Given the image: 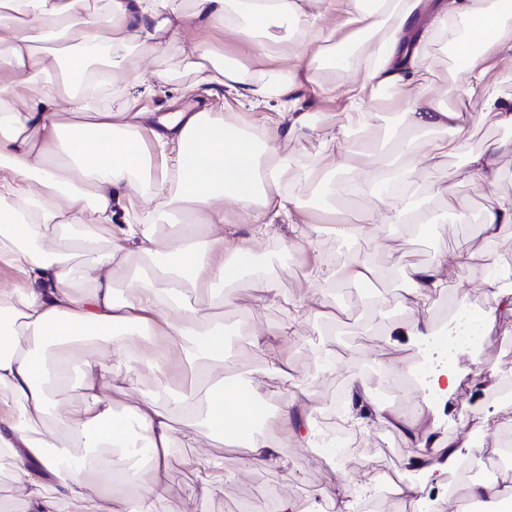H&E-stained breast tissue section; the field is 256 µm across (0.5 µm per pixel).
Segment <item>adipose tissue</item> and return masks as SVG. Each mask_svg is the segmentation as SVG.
<instances>
[{
    "mask_svg": "<svg viewBox=\"0 0 512 512\" xmlns=\"http://www.w3.org/2000/svg\"><path fill=\"white\" fill-rule=\"evenodd\" d=\"M429 21L416 43L403 39L421 12ZM343 13L349 38H339L327 17ZM300 24L296 49L287 39L262 40L270 25ZM73 32L76 45L62 46L55 65L36 62L34 46L57 30ZM189 29H229L251 42L250 65L207 47H194L188 66L195 86L222 87L234 101L258 106L277 93L279 111L259 113L262 135L252 126L229 124L223 113L179 112L163 120L162 129L144 138L152 113L135 112L128 99L108 108L91 104L97 79L121 76L125 87L139 83L138 66L114 60L116 49L178 36ZM443 40L461 55L460 84L445 93L433 90L424 66L427 46ZM0 72H10V86H0V267L15 277L14 288L0 291V473H8L23 492L22 512H155L165 491L167 461L177 441L174 416L202 420L209 431L231 430L249 450L252 464L281 467L289 437L315 447V432L297 431L311 407L296 409L281 397L269 411L261 388L225 389L222 371L231 353L223 319L185 303L186 293L216 294L219 284L232 285L249 267L252 244L283 242V228L295 240H310L303 228V204L288 193L289 179L312 182L322 196L336 188L367 196L357 221L338 220L334 233L352 245L345 273L319 263L309 270L314 288L346 276L367 280L371 262L359 241L365 227L382 233L394 224H430L418 195L428 170L442 167L448 155L466 142L486 117L512 128V0H189L183 11L167 0H110L107 10L90 9L88 0H0ZM346 71L343 109L353 130L370 125L367 103L384 86L393 88L405 110L408 135L388 152L368 153L330 127H314L310 113L300 111L294 94L310 88L334 94L317 80L322 63ZM66 99L70 123L57 119L54 107ZM479 101L472 109L470 101ZM451 130L448 140L433 141L419 153L411 137L419 129ZM316 134L322 161L314 168L295 167L291 157L275 152L278 139ZM512 155V140H496L470 156L472 180L495 185L497 159ZM139 195L151 208L144 222L118 221L125 200ZM233 202L249 213L250 246L224 232V204ZM203 218V235L191 229L160 241L158 222L179 215ZM83 260L74 264L71 252ZM150 258V266L126 281L116 294L114 266L129 253ZM444 259L411 268V286L402 298L412 311L424 307L444 285ZM495 272L483 286L485 309L472 311L462 301L448 309L449 321L462 320L468 335L485 336L501 308L512 310V297L501 289L512 276V260L493 258ZM93 340L97 352L83 363L80 405L58 399L56 390L70 384L69 356L52 358V346H77ZM466 342L456 344L445 360L436 361L419 403L398 421L415 440L425 417L457 391L463 372L459 358ZM179 357L191 379L206 377L212 385L203 404H195L190 386L138 394L126 414L111 398L119 386L112 362L130 371L146 366L165 370ZM348 422L362 424V407L386 420L364 377H353L344 396ZM457 438L438 444L427 458L424 483L404 482L396 494L407 501H427L434 489L448 488V477L461 461L478 466L487 453L475 444L461 456ZM148 456L156 473L153 485L141 487L131 458ZM53 477L54 490L44 479ZM120 481L128 493L115 496L104 486Z\"/></svg>",
    "mask_w": 512,
    "mask_h": 512,
    "instance_id": "obj_1",
    "label": "adipose tissue"
}]
</instances>
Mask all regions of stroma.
I'll return each mask as SVG.
<instances>
[{"mask_svg":"<svg viewBox=\"0 0 512 512\" xmlns=\"http://www.w3.org/2000/svg\"><path fill=\"white\" fill-rule=\"evenodd\" d=\"M204 44L224 51L225 55L248 61L250 45L235 33L221 30H194L177 39L161 38L137 46L133 56L139 62L141 84L131 89L130 97L139 106L154 114L172 111L174 105L193 110H211L223 113L226 122L239 124L247 117L244 107L232 100L223 88L190 89L192 76L186 69V57L195 44ZM169 75L167 82L155 79L158 72ZM371 143L382 146L403 133L401 114L403 103L394 99L390 89H381L369 104ZM512 139V130L485 121L475 128L472 138L456 153L449 156L446 166L431 171V184L450 183L455 193L468 202L465 219H458L448 208L444 195H422L420 205L437 218V224L428 234L406 235L404 229L393 228L376 237H365L361 244L372 258L376 269L374 278L366 285L337 282L326 288V302L335 314V325L323 330L312 320L293 318L292 302H311L312 290L308 270L315 259L321 258L334 267H342L349 259L351 246L338 240L330 231H322V252L303 249L284 258L271 250L268 244L255 248L256 258L270 265L281 293L280 299H266L255 288L249 277H242L236 287L233 302L216 306L225 322L236 324L240 334L234 343L238 362L224 376V385L235 388L250 381H260L268 395L275 397L285 384L269 371L266 342L281 348V354L293 368L296 385L292 392L297 401L314 409L311 423L315 432L336 431V415L332 407L340 389L346 388L352 377L369 370L375 388H384L389 367L412 370L424 359L423 351L404 334V325L414 313L404 309L400 298L404 295L409 268L430 263L440 257L451 256L466 249L475 253L474 262L465 269L446 264L443 276L445 288L435 292L417 315L439 320L448 309V302L457 298L474 309L487 305L482 286L486 275L487 257L512 258V224L503 227L494 242H487L481 231L483 212L496 205L503 196H512V157L500 158L497 166L500 178L495 186L475 184L467 166L470 152L480 150L493 140ZM383 309L393 335L384 342L364 331L365 312L371 303ZM340 355L334 368L318 364L319 352ZM468 368L461 384L441 411L446 417L443 429L467 425L475 428L476 439L485 447H497L502 428L512 429V409L492 410V391L505 374H512V314H499L484 348L466 358ZM178 443L172 449L166 472L167 491L155 504V512H191L190 492L197 482V471L192 463L196 450H203L224 468V489L206 506V512H237L238 507L272 493L276 497L305 503L317 496L320 489L338 481L335 464L318 457L315 449L297 444L286 448V464L267 468L249 464L246 448L232 444L224 435L209 432L201 423L185 417L175 420ZM351 469L380 472L396 470L400 480H409L405 463L414 453L411 439L404 433L381 421L370 422L361 432L352 434L347 442Z\"/></svg>","mask_w":512,"mask_h":512,"instance_id":"1","label":"stroma"}]
</instances>
